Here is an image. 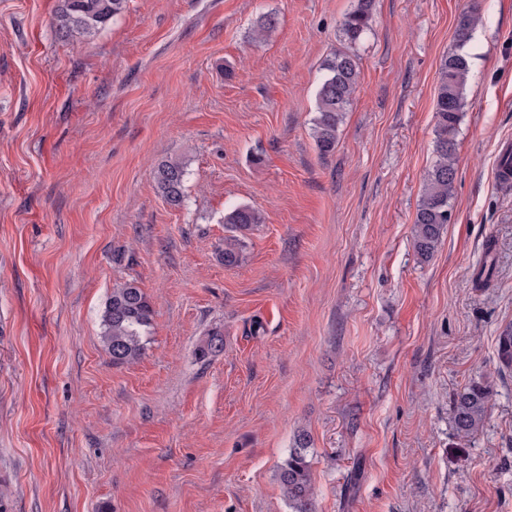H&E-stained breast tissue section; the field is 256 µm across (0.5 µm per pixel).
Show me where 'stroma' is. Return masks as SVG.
Returning <instances> with one entry per match:
<instances>
[{
  "mask_svg": "<svg viewBox=\"0 0 512 512\" xmlns=\"http://www.w3.org/2000/svg\"><path fill=\"white\" fill-rule=\"evenodd\" d=\"M352 4L128 0L80 43L58 0H0V512H288L300 429L317 512H512V0H479L452 220L425 263L439 65L470 0H376L323 156L316 91ZM164 160L185 166L181 206L156 190ZM243 204L263 222L227 268ZM128 281L154 315L116 365L100 315ZM473 379L493 396L462 440ZM261 222L260 211L249 205H240L224 213V224L231 233L224 237V248L217 253V258L224 267H237L245 262V231ZM491 394V386L482 380H472L456 393L452 414L459 439L470 438L483 427Z\"/></svg>",
  "mask_w": 512,
  "mask_h": 512,
  "instance_id": "obj_1",
  "label": "stroma"
}]
</instances>
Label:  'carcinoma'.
Instances as JSON below:
<instances>
[{"instance_id":"cac0c4a2","label":"carcinoma","mask_w":512,"mask_h":512,"mask_svg":"<svg viewBox=\"0 0 512 512\" xmlns=\"http://www.w3.org/2000/svg\"><path fill=\"white\" fill-rule=\"evenodd\" d=\"M375 0H355L345 15L341 33L347 49L327 60L325 75L316 93L313 137L319 153L326 156L336 149L340 128L353 101L360 75L359 57L352 51L371 30ZM126 8V0H60L55 15L58 35L67 40L89 42ZM479 21V9L472 7L459 16L455 28L457 50L442 58L434 105V162L427 171L425 188L413 227V247L423 262L430 261L441 243L452 218L450 201L456 179L457 133L464 107L469 61L462 49ZM185 167L177 161H163L155 170L159 193L172 206L183 203ZM262 222L259 210L240 205L224 213L229 235L217 258L226 267H237L246 260L245 232ZM491 250L477 269L476 283L487 285L494 278ZM154 310L146 294L133 282L112 289L101 315V341L112 364L132 363L145 349L146 336ZM500 368L512 372V327L502 330L497 339ZM491 386L472 380L455 395L452 414L456 436L466 439L476 434L488 415ZM310 437L300 431L293 448L281 462L277 477L289 512H316L311 461L307 449Z\"/></svg>"}]
</instances>
